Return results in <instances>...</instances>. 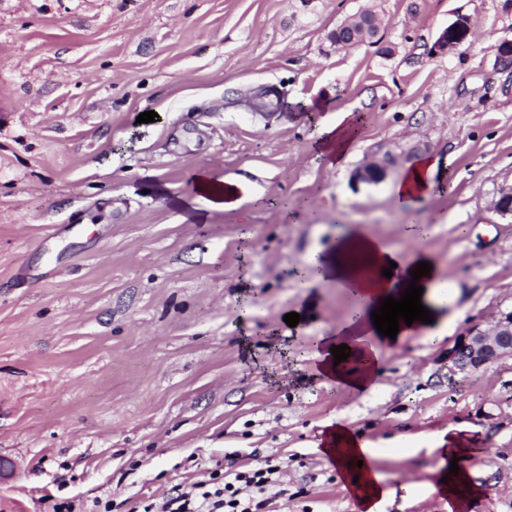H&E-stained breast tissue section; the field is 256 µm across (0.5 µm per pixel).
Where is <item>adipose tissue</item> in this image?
Segmentation results:
<instances>
[{
    "label": "adipose tissue",
    "instance_id": "1",
    "mask_svg": "<svg viewBox=\"0 0 512 512\" xmlns=\"http://www.w3.org/2000/svg\"><path fill=\"white\" fill-rule=\"evenodd\" d=\"M438 159L423 157L411 164L402 174L396 187L404 203L415 198L429 196L437 185ZM196 200L202 201L207 209L222 210L241 205L236 194V183L213 170L204 169L193 175ZM397 260L396 254L378 238L356 232L342 239L335 252L327 261H320L318 255H310L306 263L318 271L321 280L335 282L338 287L349 289L361 303L360 310L332 336L321 339L313 357L317 362L320 377L338 386L361 393L375 388L376 367L368 365L353 370L334 362L331 349L345 344L352 359H359L365 341L381 340L389 344V337L381 336L372 319L373 311L380 307L385 297H399L411 282L416 261L402 264L400 277H384L382 271ZM467 424L459 423L438 432L432 437V451L436 464L432 470L434 480L431 492L447 497L450 512H465L474 494L467 470L451 472L452 460H465L471 453V441L466 431ZM321 443L328 455L346 476L351 478L350 490L358 504L359 512H378L381 501L387 496L384 475L375 468L360 469L361 459H376L379 449L360 433L339 422L327 423Z\"/></svg>",
    "mask_w": 512,
    "mask_h": 512
}]
</instances>
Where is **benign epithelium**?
<instances>
[{
  "instance_id": "obj_1",
  "label": "benign epithelium",
  "mask_w": 512,
  "mask_h": 512,
  "mask_svg": "<svg viewBox=\"0 0 512 512\" xmlns=\"http://www.w3.org/2000/svg\"><path fill=\"white\" fill-rule=\"evenodd\" d=\"M379 33L376 15L364 13L340 24L333 31L332 41L342 48L357 47L374 39ZM470 33V23L459 19L437 40L436 48L446 50L462 45ZM393 159L389 155L364 164L355 174V180L379 183L385 179ZM512 356V308L501 310L495 317L494 326L488 330L476 324L459 336L448 348L449 369L458 371L479 370L496 363L504 356Z\"/></svg>"
}]
</instances>
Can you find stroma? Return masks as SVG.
Here are the masks:
<instances>
[{
	"label": "stroma",
	"instance_id": "35a3bbf8",
	"mask_svg": "<svg viewBox=\"0 0 512 512\" xmlns=\"http://www.w3.org/2000/svg\"><path fill=\"white\" fill-rule=\"evenodd\" d=\"M364 10L377 37L336 47ZM460 18L466 43L436 50ZM505 38L512 0H0V512H143L269 459L284 471L267 512H354L316 446L331 417L382 444L379 512H448L427 435L462 422L467 512H512V357L448 369L458 336L512 307V218L494 209L512 187ZM262 90L277 108L250 107ZM345 114L355 142L331 167L314 142ZM386 153L383 181H354ZM424 156L443 180L402 206ZM203 168L244 204L192 219ZM357 227L427 254L453 292L443 341L381 346L365 395L316 377L318 337L355 300L304 274ZM401 434L413 447H387Z\"/></svg>",
	"mask_w": 512,
	"mask_h": 512
}]
</instances>
